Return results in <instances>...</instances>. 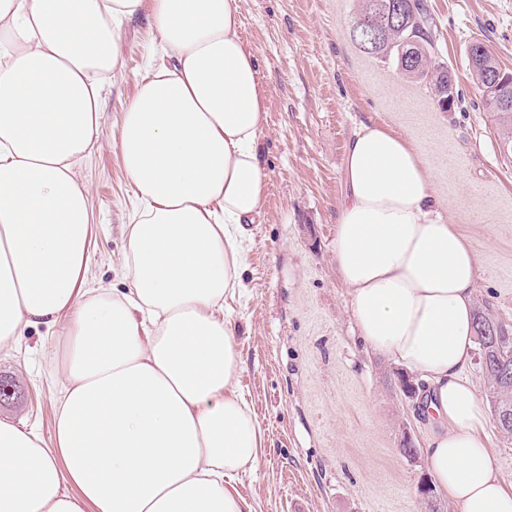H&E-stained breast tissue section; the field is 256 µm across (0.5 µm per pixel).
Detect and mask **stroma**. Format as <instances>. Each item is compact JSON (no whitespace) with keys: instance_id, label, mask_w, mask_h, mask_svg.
I'll return each mask as SVG.
<instances>
[{"instance_id":"stroma-1","label":"stroma","mask_w":512,"mask_h":512,"mask_svg":"<svg viewBox=\"0 0 512 512\" xmlns=\"http://www.w3.org/2000/svg\"><path fill=\"white\" fill-rule=\"evenodd\" d=\"M436 63L447 65L457 104L441 111L428 84L364 53L351 37L359 0H241L242 37L257 56L266 97L260 149L268 177L261 217L244 241L243 286L230 307L243 359L239 390L262 423L258 468L237 479L255 512H460L444 496L425 501V448L434 423L425 388L400 389V367L369 352L347 307L333 250L344 194L343 159L362 124L378 122L416 143L431 170L443 220L472 243L481 272L476 309L512 327V156L485 111L468 49L483 42L512 70V0H426ZM124 66L103 84L104 147L81 173L95 216L87 278L119 283L132 193L111 146L136 78L163 57L146 18L122 28ZM57 337L29 332L0 351L13 397L0 420L51 437L61 390Z\"/></svg>"}]
</instances>
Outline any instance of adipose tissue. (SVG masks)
Instances as JSON below:
<instances>
[{
	"instance_id": "obj_1",
	"label": "adipose tissue",
	"mask_w": 512,
	"mask_h": 512,
	"mask_svg": "<svg viewBox=\"0 0 512 512\" xmlns=\"http://www.w3.org/2000/svg\"><path fill=\"white\" fill-rule=\"evenodd\" d=\"M241 0H0V350L63 329L51 439L0 421V512H254L264 454L225 305L267 173L265 95ZM148 15L166 64L137 80L112 147L137 208L122 288L89 287L81 163L123 25ZM335 258L368 349L427 383L426 457L461 512H512L463 373L479 262L436 215L422 150L388 126L346 146Z\"/></svg>"
}]
</instances>
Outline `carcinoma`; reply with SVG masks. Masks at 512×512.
<instances>
[{
  "mask_svg": "<svg viewBox=\"0 0 512 512\" xmlns=\"http://www.w3.org/2000/svg\"><path fill=\"white\" fill-rule=\"evenodd\" d=\"M397 4L410 25L399 31L395 27V18L392 17L391 6ZM376 24L384 30L389 41L404 37V34L414 32V37L421 45L420 67L406 77L425 81L433 90L439 108L446 112L448 107V77L451 72L444 65H431L432 50L434 48L432 29L433 18L426 4V0H363L351 29V36L355 42H360L358 33ZM487 111L495 118L502 142L512 143V104L503 105L492 96L483 98ZM476 351L486 356L487 363L484 372L488 378L489 395L493 403L496 422L501 431L512 434V418L504 420L502 414H512V328L493 319L490 314L478 313L476 315Z\"/></svg>",
  "mask_w": 512,
  "mask_h": 512,
  "instance_id": "cac0c4a2",
  "label": "carcinoma"
}]
</instances>
